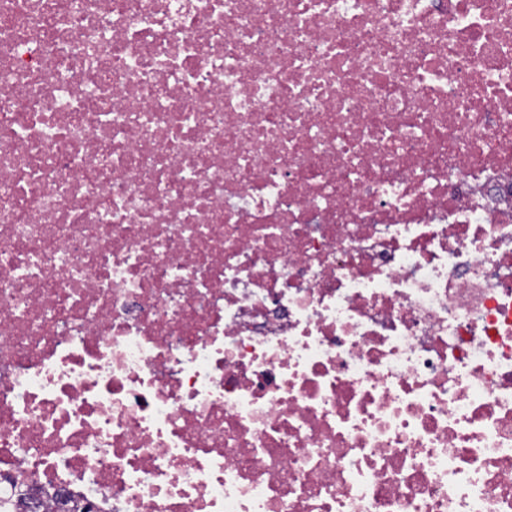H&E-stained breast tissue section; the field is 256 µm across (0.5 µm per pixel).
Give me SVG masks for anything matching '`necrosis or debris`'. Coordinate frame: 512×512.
Returning a JSON list of instances; mask_svg holds the SVG:
<instances>
[{"label":"necrosis or debris","mask_w":512,"mask_h":512,"mask_svg":"<svg viewBox=\"0 0 512 512\" xmlns=\"http://www.w3.org/2000/svg\"><path fill=\"white\" fill-rule=\"evenodd\" d=\"M512 512V0H0V512Z\"/></svg>","instance_id":"necrosis-or-debris-1"}]
</instances>
